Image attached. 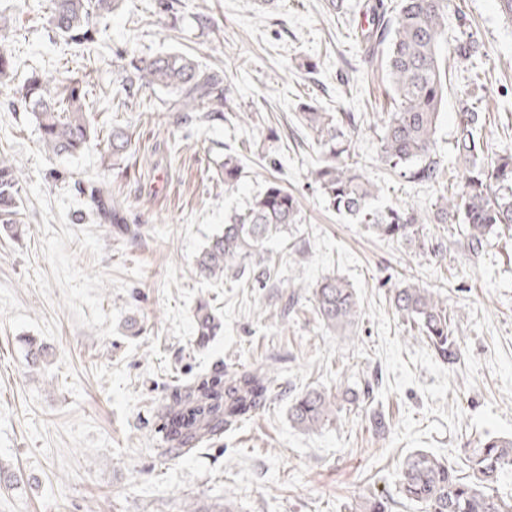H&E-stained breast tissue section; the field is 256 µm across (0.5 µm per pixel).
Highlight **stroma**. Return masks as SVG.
Instances as JSON below:
<instances>
[{
  "mask_svg": "<svg viewBox=\"0 0 512 512\" xmlns=\"http://www.w3.org/2000/svg\"><path fill=\"white\" fill-rule=\"evenodd\" d=\"M122 0L96 42L68 44L47 20L46 0L18 12L0 0L13 34L12 83L0 86V152L21 168L25 233L0 236V462L22 476L0 485V512H355L369 496L389 512H421L399 493L402 463L424 448L463 468L484 435L512 438V230L470 252L460 224H435L440 195L463 180L455 117L468 73L450 43L439 48L447 90L436 138L439 182L396 177L380 160L391 110L383 60L364 63L355 43L359 0ZM487 58L489 110L480 132L486 156L512 149V24L497 0H454ZM134 47L150 59L176 49L224 77L232 120L173 124L156 92L117 96L115 55ZM68 70L90 88L88 118L100 141L81 155L47 158L35 123L13 105L32 71ZM354 113L352 151L383 204L426 220V247L379 236L328 207L311 181L319 144L298 124L300 103ZM132 150L113 165V127ZM243 165L232 188L217 182L226 153ZM277 180L300 201L302 221L274 234L256 284L225 272L200 275L196 258L229 217ZM109 182L136 235L100 222L82 192ZM344 279L359 308L353 325L320 324L312 291ZM296 293H289L288 284ZM412 284L446 300L455 357L409 336L392 297ZM208 304L221 328L202 339L195 310ZM48 347L30 366L25 337ZM262 370L275 391L248 420L197 448L168 447L161 413L174 382L216 372ZM336 398L330 423L307 431L288 415L308 389ZM388 430L376 434L373 417Z\"/></svg>",
  "mask_w": 512,
  "mask_h": 512,
  "instance_id": "35a3bbf8",
  "label": "stroma"
}]
</instances>
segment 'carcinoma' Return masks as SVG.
Instances as JSON below:
<instances>
[{"mask_svg": "<svg viewBox=\"0 0 512 512\" xmlns=\"http://www.w3.org/2000/svg\"><path fill=\"white\" fill-rule=\"evenodd\" d=\"M120 0H49V22L64 40L78 44L94 41L100 25ZM452 0H366L369 28L362 34L367 56L386 53L387 77L394 107L380 134V153L389 169L419 182L437 178L441 158L437 153V122L446 89V71L439 46L448 35V11ZM484 44L478 32L459 15L453 54L470 66L473 77L463 91L456 112L455 159L465 178L457 191L441 195L435 204L438 224H463L467 245L477 252L488 236L512 225V152L488 160L478 138L482 113L476 99L484 91L479 69ZM119 86L129 99L146 89L168 92L167 110L176 121L196 117L211 122L224 119V79L184 52L170 51L144 60L132 49L116 53ZM12 50L8 25H0V81L11 80ZM17 100L35 122L48 159L75 155L99 139L87 118L85 92L69 75L33 71L16 89ZM303 128L323 149L321 164L311 171L312 182L336 212L358 224H369L380 236L412 240L423 234L425 223L414 209L374 205L378 189L367 176L351 142L358 124L350 112L335 114L304 103L297 112ZM132 135L112 129L108 151L118 159L128 153ZM242 165L228 153L219 165L218 177L230 188L239 181ZM23 171L0 153V232L17 237L21 232L20 200ZM87 194L103 219L124 224V205L104 181L87 183ZM301 221L298 199L276 181L268 182L250 206L230 216L223 232L213 236L196 258L200 274L224 275L227 269H245L260 254L266 240L288 224ZM316 314L329 330L355 322L356 292L336 277H325L313 292ZM396 312L410 329L429 339L448 357L453 319L447 303L423 288L396 289ZM197 335H214L219 323L205 303L195 311ZM275 379L259 371L202 375L190 384L176 385L164 407V439L171 448H194L243 420L271 393ZM335 402L320 390H307L295 398L289 412L294 425L316 429L333 414ZM468 475L462 476L448 461L418 449L405 458L400 494L423 506L424 512H512V499L495 494L493 484L512 469V439L489 436L466 459Z\"/></svg>", "mask_w": 512, "mask_h": 512, "instance_id": "obj_1", "label": "carcinoma"}]
</instances>
